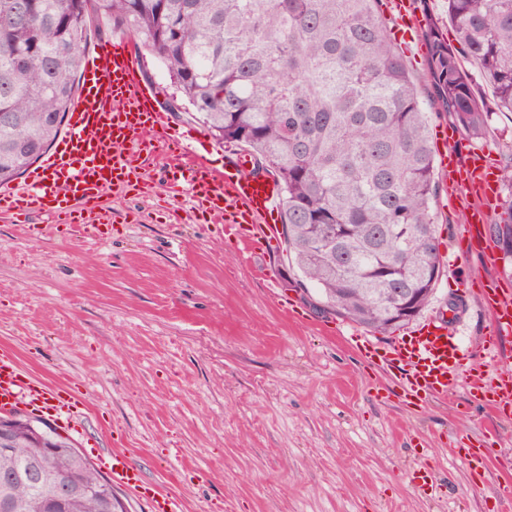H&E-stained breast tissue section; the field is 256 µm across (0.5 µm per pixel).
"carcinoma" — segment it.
<instances>
[{
  "label": "carcinoma",
  "instance_id": "carcinoma-1",
  "mask_svg": "<svg viewBox=\"0 0 512 512\" xmlns=\"http://www.w3.org/2000/svg\"><path fill=\"white\" fill-rule=\"evenodd\" d=\"M381 0H0V185L55 142L76 93L80 48L100 19L133 32L165 68L178 111L242 147L282 193L281 234L299 286L323 311L374 332L395 327L391 292L431 301L440 270L439 194L429 113ZM466 55L512 112V0H447ZM423 76L436 111L468 139L489 110L439 22L426 18ZM512 234V201L493 225ZM43 450L0 453V497L14 512H105L111 482L77 448L50 456L88 493L40 506L29 478Z\"/></svg>",
  "mask_w": 512,
  "mask_h": 512
}]
</instances>
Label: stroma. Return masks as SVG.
Wrapping results in <instances>:
<instances>
[{
    "instance_id": "1",
    "label": "stroma",
    "mask_w": 512,
    "mask_h": 512,
    "mask_svg": "<svg viewBox=\"0 0 512 512\" xmlns=\"http://www.w3.org/2000/svg\"><path fill=\"white\" fill-rule=\"evenodd\" d=\"M477 92L490 125L457 145L510 169L512 112L496 110L489 84ZM169 126L223 167L226 148L207 126L184 112L170 113ZM171 176L160 155L140 189L106 192L100 237L50 229L32 239L0 219V348L82 396L87 417L72 435L80 451L96 464L125 449L181 512H487L512 476V415L488 416L463 380L447 400L407 407L394 381L345 341L411 335L454 299L448 330L460 367L482 365L489 318L476 281L512 289V263L498 250L462 254L465 203L436 199L443 244L430 303L404 328L370 334L285 277L284 252L242 254L190 197L169 201ZM292 305L301 318L289 317ZM489 427L498 439L486 470L449 453ZM421 468L433 489L416 486Z\"/></svg>"
}]
</instances>
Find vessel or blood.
Returning <instances> with one entry per match:
<instances>
[{"mask_svg":"<svg viewBox=\"0 0 512 512\" xmlns=\"http://www.w3.org/2000/svg\"><path fill=\"white\" fill-rule=\"evenodd\" d=\"M401 20L402 37L411 40L419 25L412 0H389ZM81 89L72 107V120L64 134L23 181L0 191V214L12 218L45 217V224H66L87 234L101 232L97 205L111 188L139 186L156 150L179 166L181 177L168 185L170 196L190 193L209 221L224 227L235 246L274 250L278 227L271 220L280 197L277 183L253 172L251 156L236 150L226 156L223 169L211 168L199 149L169 137L167 117L154 92L144 82L140 66L127 41L106 42L82 62ZM441 147L436 167L449 199L472 198L461 236L482 237L488 222L487 202L499 189V173L482 150L459 153L454 132L436 129ZM45 224L29 223V237H39ZM484 308L492 317L485 340L490 354H498L502 336L512 333V293L485 292ZM358 349L378 369L392 373L405 404L421 408L447 397L457 366L455 346L446 324H428L418 336L392 345L361 341ZM474 402L496 414L512 411V371H478L470 378ZM24 405L31 413L61 420L68 428L81 427L85 404L73 389L50 384L23 369L9 351L0 352V410ZM102 465L113 484L146 499L150 512H179L173 497L147 483L129 461L125 450L103 454Z\"/></svg>","mask_w":512,"mask_h":512,"instance_id":"vessel-or-blood-1","label":"vessel or blood"}]
</instances>
